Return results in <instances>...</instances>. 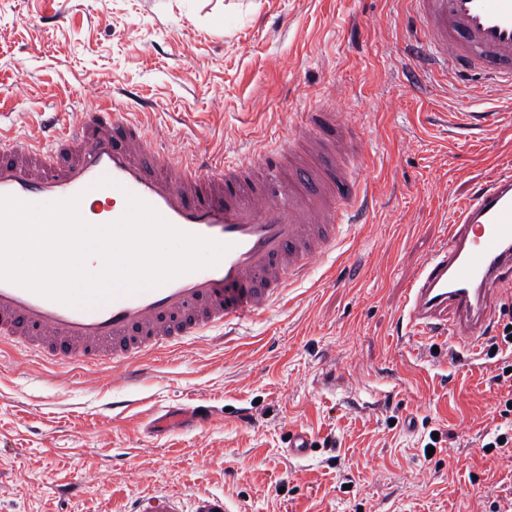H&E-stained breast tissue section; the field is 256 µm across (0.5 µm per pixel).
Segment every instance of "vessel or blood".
Segmentation results:
<instances>
[{"mask_svg":"<svg viewBox=\"0 0 512 512\" xmlns=\"http://www.w3.org/2000/svg\"><path fill=\"white\" fill-rule=\"evenodd\" d=\"M424 67L484 75L512 89V0H405ZM345 111L305 113L300 124L247 162L200 156L171 162L127 113L83 110L49 137H0V195L47 203L82 194V217L108 224L126 193L173 226L229 244L213 267L160 287L72 307L0 281V343L88 367L125 363L153 372L155 354L224 322L272 308L335 250L373 200ZM107 187H97L100 178ZM512 284V170L477 184L448 235L420 263L400 306L407 337H454L478 349L489 313ZM132 512H182L172 496L134 499Z\"/></svg>","mask_w":512,"mask_h":512,"instance_id":"obj_1","label":"vessel or blood"}]
</instances>
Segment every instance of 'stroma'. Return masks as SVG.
I'll return each mask as SVG.
<instances>
[{
  "label": "stroma",
  "instance_id": "stroma-1",
  "mask_svg": "<svg viewBox=\"0 0 512 512\" xmlns=\"http://www.w3.org/2000/svg\"><path fill=\"white\" fill-rule=\"evenodd\" d=\"M404 0H0V128L39 136L75 107L129 110L178 156L230 164L318 105L359 115L371 223L350 231L265 314L159 354L136 385L111 366L0 351V512H129L142 494L184 512H512V443L484 453L512 397L503 312L496 355L401 339L398 308L474 186L512 167V89L423 76ZM346 89L344 97L334 87ZM492 112L491 132L457 112ZM211 422L158 432L157 414ZM308 433V457L287 438ZM437 442H430V433ZM433 454H426V444Z\"/></svg>",
  "mask_w": 512,
  "mask_h": 512
}]
</instances>
